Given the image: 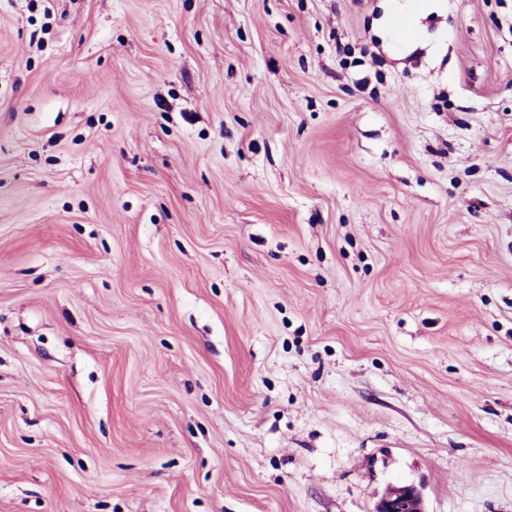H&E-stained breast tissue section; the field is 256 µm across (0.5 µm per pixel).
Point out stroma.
I'll return each mask as SVG.
<instances>
[{
    "mask_svg": "<svg viewBox=\"0 0 512 512\" xmlns=\"http://www.w3.org/2000/svg\"><path fill=\"white\" fill-rule=\"evenodd\" d=\"M512 512V0H0V512ZM372 512H426L421 492L413 485H389Z\"/></svg>",
    "mask_w": 512,
    "mask_h": 512,
    "instance_id": "stroma-1",
    "label": "stroma"
}]
</instances>
